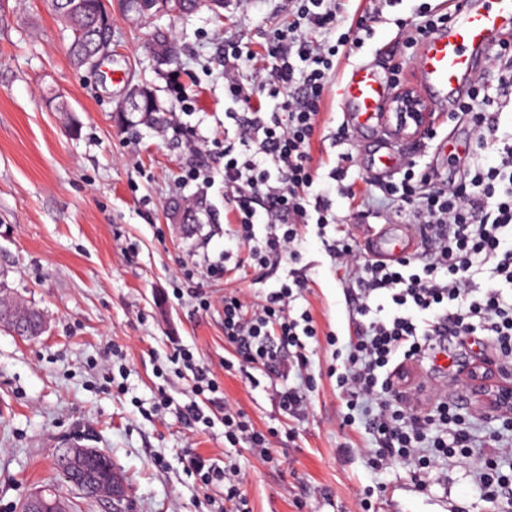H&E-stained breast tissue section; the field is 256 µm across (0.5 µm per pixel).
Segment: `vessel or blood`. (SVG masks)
Instances as JSON below:
<instances>
[{"mask_svg": "<svg viewBox=\"0 0 512 512\" xmlns=\"http://www.w3.org/2000/svg\"><path fill=\"white\" fill-rule=\"evenodd\" d=\"M511 31L512 0H458L448 23L422 44L416 92L427 109L465 97L479 64L495 54ZM399 90L374 69L354 66L345 81L343 102L352 127L372 124ZM420 241L417 227L397 237L382 226L370 231L365 248L373 259L390 262L415 253Z\"/></svg>", "mask_w": 512, "mask_h": 512, "instance_id": "obj_1", "label": "vessel or blood"}]
</instances>
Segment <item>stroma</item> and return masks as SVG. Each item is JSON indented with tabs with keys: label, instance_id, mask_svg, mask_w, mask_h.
Returning a JSON list of instances; mask_svg holds the SVG:
<instances>
[{
	"label": "stroma",
	"instance_id": "35a3bbf8",
	"mask_svg": "<svg viewBox=\"0 0 512 512\" xmlns=\"http://www.w3.org/2000/svg\"><path fill=\"white\" fill-rule=\"evenodd\" d=\"M447 9L446 0H396L384 7L364 46L343 62L388 73L404 66L417 75V48L405 45L397 19H414L422 4ZM288 0H224L221 14L201 7L188 15L148 19L112 9L111 55L102 68L76 67L61 24L45 0H0V266L8 267L19 302L39 309L46 331L21 338L0 330V512H19L31 491L53 481V454L62 440L88 436L109 453L129 486L126 512H235L222 485L202 486L184 466L198 453L218 466L239 470L247 512H483L467 473L436 465L429 487L418 491L406 470L378 472L365 453L371 437L363 425L341 428L343 409L335 379L326 374L330 350L309 352L314 389L307 414L279 415L270 399L274 375L262 368L225 370L233 349L224 342L222 298L242 289L258 303L274 286L260 272L230 273L194 286L213 306L200 311L191 296L175 299L181 266L202 256L236 250L233 204L224 194V143L239 142L245 128L224 116V42L247 43L255 53L244 76L266 66V34L291 21ZM342 74L329 81L322 109L324 137L313 150L320 178L339 154L353 156L363 172L384 130L375 125L337 137L344 127ZM153 91L181 122L185 133L150 124L124 127L119 107L130 88ZM183 88L191 113H183L175 90ZM79 128H72L71 119ZM395 163L415 156L420 166L459 180L461 163L436 142L405 140L392 148ZM191 165L207 169L214 182L182 185ZM338 225L318 236L302 233L300 268L309 279L297 308L310 310L320 332L348 339L349 307L343 273L328 255L323 237L358 232L356 210L333 196ZM194 204L198 223L177 224L175 206ZM196 347L224 387L226 399L260 429L279 430L273 462L247 445H224L222 410L214 424L192 430L176 406L189 403L185 378L168 361L178 345ZM118 358H110V350ZM166 389L175 407L157 403Z\"/></svg>",
	"mask_w": 512,
	"mask_h": 512
}]
</instances>
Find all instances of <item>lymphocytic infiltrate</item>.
I'll use <instances>...</instances> for the list:
<instances>
[{
  "mask_svg": "<svg viewBox=\"0 0 512 512\" xmlns=\"http://www.w3.org/2000/svg\"><path fill=\"white\" fill-rule=\"evenodd\" d=\"M294 8L293 21L267 39V74L242 82L245 47L224 43L225 88L233 101L226 117L233 120L239 108L251 109L258 94L274 108L253 111L247 138L224 147V192L234 204L242 254L227 252L215 261L182 266L180 277L218 280L246 265L271 277L291 261L287 278L259 304H248L237 290L225 293L224 340L236 352L225 369L266 367L283 381L271 390L279 412L300 418L307 395L288 379L306 367L308 343L325 340L336 361L328 372L347 408L341 423L349 427L364 420L374 443L367 455L371 468L401 465L423 490L434 464L469 466L478 498L490 512H512V408L488 403L475 414L442 401L429 404L405 373L409 364L434 366L442 360L458 371L460 361L445 346L450 336L477 346V360L512 371V136H499V117L486 106L485 84L475 80L470 96L456 107L475 130L465 152L496 147L497 165L476 166L452 187L409 160L399 182L380 184L399 211L412 212L422 231L421 249L384 263L369 257L355 239H326L329 256L345 271L343 292L352 313L347 342L320 334L310 311L295 308L308 286L297 267L299 230L334 223L331 191L351 201L356 193L346 181L353 161L348 153L339 155L329 173L335 189L317 188L313 145L336 58L358 44L377 13L365 9L344 18V0H295ZM317 31H334L338 38L311 40ZM484 272L492 283L483 288L476 277ZM169 361L175 373L190 374L194 399L177 407L188 426H211V410L221 409L225 442L247 444L262 461H272L274 431L255 429L230 406L219 379L194 348L175 349ZM481 418L492 419L493 426L479 437L474 425Z\"/></svg>",
  "mask_w": 512,
  "mask_h": 512,
  "instance_id": "lymphocytic-infiltrate-1",
  "label": "lymphocytic infiltrate"
}]
</instances>
